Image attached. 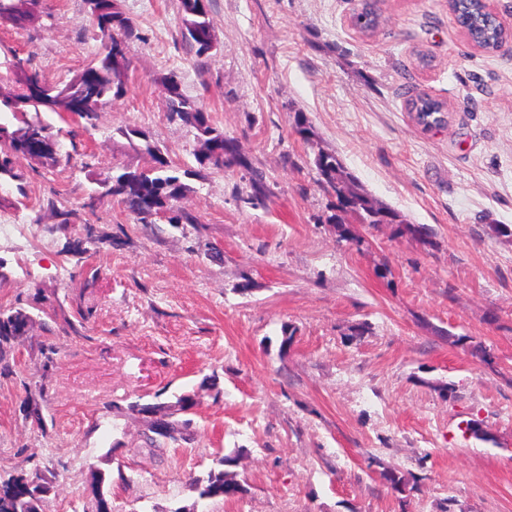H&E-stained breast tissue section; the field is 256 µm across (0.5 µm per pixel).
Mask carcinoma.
<instances>
[{"instance_id": "carcinoma-1", "label": "carcinoma", "mask_w": 512, "mask_h": 512, "mask_svg": "<svg viewBox=\"0 0 512 512\" xmlns=\"http://www.w3.org/2000/svg\"><path fill=\"white\" fill-rule=\"evenodd\" d=\"M39 0H27L29 8L19 6L17 0H0V25L21 26L34 20ZM108 9L99 16L96 27L101 40V50L90 66L86 68L89 78L77 83H52L43 78L40 71L29 67L26 62L15 64L14 78L9 84L0 87V109L14 110L19 106L29 108L33 115L21 121L19 134L14 129L0 128L3 138L10 141L9 150L0 149V177H17L13 168V156L26 155L39 162L58 161V135L53 126L41 118V113L51 112L62 115L67 111L57 99L60 90L69 88L70 95L89 106L75 112L79 118L91 122L97 118L93 110L96 103L105 104L120 94L123 83L120 71L114 67L116 50L124 45V40L134 34L131 21L124 16L117 0H104ZM452 11L468 41L485 51H498L508 39V34L500 21L488 14L480 0H453ZM352 22L362 32H371L378 25L376 2L366 3L353 14ZM210 36L212 25L208 7H197L196 0H181V35L196 49L199 56L211 52L198 34ZM170 87L169 115L192 126L197 131L201 143L199 161L216 168H229L240 163L237 144L224 136V132L213 127L208 113L180 91L178 81L168 79ZM410 112L417 123L425 128L431 125L448 124V113L443 102L434 98L419 96L409 102ZM144 153L149 157L146 166L135 170H123L117 175H107L109 180L105 191L95 200L111 197L118 200L140 224H153L164 220L169 224H190L192 217L179 210L175 202L184 194L186 185L178 175L170 160L159 149L145 144ZM315 165L337 201V207L357 217L363 224H395L414 238L425 242L431 230L423 224H411L396 210L380 205L369 198L357 185L355 179L343 168L337 156L318 152ZM85 238L78 241L75 253L98 252L110 237L96 230L94 225H85ZM34 323L32 313L25 307L15 306L0 309V374L13 373L15 344L29 335ZM163 392L155 393L150 401L141 398L121 405L117 402L112 408L144 419L148 434L145 444L150 451H160L170 444L189 441L197 402L191 394H180L172 400H163ZM45 402V389H26L22 410L38 424H43L42 408ZM238 457L216 455L213 465L204 477L193 479L192 486L198 498L231 501L247 493L246 486L237 479V473L230 467L237 464ZM57 473L38 464L28 470H20L0 476V512H42L47 497L54 488ZM112 471L100 468L91 470L89 490L94 494L93 512H112Z\"/></svg>"}]
</instances>
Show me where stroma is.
Wrapping results in <instances>:
<instances>
[{
  "label": "stroma",
  "mask_w": 512,
  "mask_h": 512,
  "mask_svg": "<svg viewBox=\"0 0 512 512\" xmlns=\"http://www.w3.org/2000/svg\"><path fill=\"white\" fill-rule=\"evenodd\" d=\"M208 4L218 50L200 57L180 0H118L134 26L123 92L94 122H61L77 164L21 155L17 179H0V216L20 226L0 240V307L39 287L59 305L0 376V474L57 469L44 512H91L85 481L107 454L124 474L113 512H512V237L493 230L512 226V49H474L448 0H381L370 35L351 24L354 0ZM39 9L0 26V79L19 59L59 81L95 58L83 0ZM172 75L240 164H199L196 130L168 115ZM420 94L446 102L447 127L415 122ZM148 143L185 170L177 205L193 223L140 224L114 198L89 207L97 179L147 164ZM321 151L430 242L350 215L359 240H343ZM255 177L259 206L245 201ZM87 224L111 246L68 254ZM43 342L59 351L47 370ZM28 383L46 389L40 426L21 409ZM161 390L197 406L192 440L153 459L136 451L141 419L109 404ZM218 451L238 454L248 492L196 505L191 482Z\"/></svg>",
  "instance_id": "1"
}]
</instances>
